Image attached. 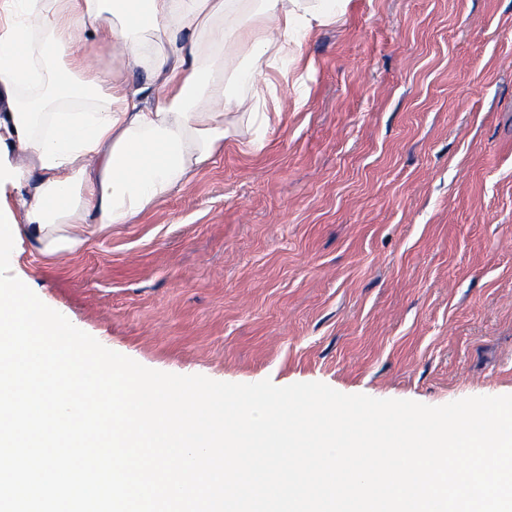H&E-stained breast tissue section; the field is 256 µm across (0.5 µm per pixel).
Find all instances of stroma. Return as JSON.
Here are the masks:
<instances>
[{
	"label": "stroma",
	"mask_w": 512,
	"mask_h": 512,
	"mask_svg": "<svg viewBox=\"0 0 512 512\" xmlns=\"http://www.w3.org/2000/svg\"><path fill=\"white\" fill-rule=\"evenodd\" d=\"M303 52L299 111L229 114L186 187L12 275L158 371L512 395V0H349Z\"/></svg>",
	"instance_id": "obj_1"
}]
</instances>
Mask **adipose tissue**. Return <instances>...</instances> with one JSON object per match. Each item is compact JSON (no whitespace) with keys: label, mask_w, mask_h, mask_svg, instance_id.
Masks as SVG:
<instances>
[{"label":"adipose tissue","mask_w":512,"mask_h":512,"mask_svg":"<svg viewBox=\"0 0 512 512\" xmlns=\"http://www.w3.org/2000/svg\"><path fill=\"white\" fill-rule=\"evenodd\" d=\"M344 0H0V264L30 236L75 250L77 231L129 224L223 149L231 111L260 101L224 83L298 64ZM112 49L121 67L99 64ZM145 82H136V74Z\"/></svg>","instance_id":"1"}]
</instances>
